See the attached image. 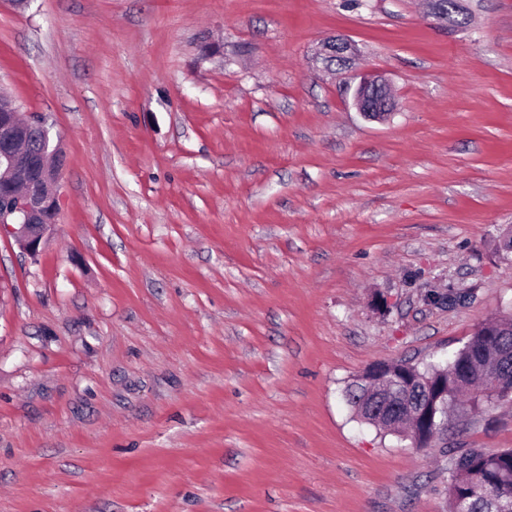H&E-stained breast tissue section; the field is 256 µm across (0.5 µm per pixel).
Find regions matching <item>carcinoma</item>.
Here are the masks:
<instances>
[{
	"label": "carcinoma",
	"mask_w": 512,
	"mask_h": 512,
	"mask_svg": "<svg viewBox=\"0 0 512 512\" xmlns=\"http://www.w3.org/2000/svg\"><path fill=\"white\" fill-rule=\"evenodd\" d=\"M498 335L487 330H475L470 339L446 361L413 364L411 369L393 368L388 379L397 381L404 398L430 400L437 419L445 412L443 402L453 403L465 389L476 393L462 404L460 410L478 407L479 397L491 399L486 393L487 377L493 373L488 361L496 347H512V318L504 317L497 325ZM367 385L361 382L346 389L347 402L361 422L377 426L365 410ZM448 459L449 512H460L466 506L470 512H512V448L486 452L481 448H444Z\"/></svg>",
	"instance_id": "carcinoma-1"
}]
</instances>
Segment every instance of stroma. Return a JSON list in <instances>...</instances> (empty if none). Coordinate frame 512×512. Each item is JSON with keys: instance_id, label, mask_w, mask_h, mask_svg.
<instances>
[{"instance_id": "obj_1", "label": "stroma", "mask_w": 512, "mask_h": 512, "mask_svg": "<svg viewBox=\"0 0 512 512\" xmlns=\"http://www.w3.org/2000/svg\"><path fill=\"white\" fill-rule=\"evenodd\" d=\"M462 5L0 0V89L66 157L41 252L0 233V512H447L345 390L512 311V0ZM448 445L512 448V401ZM355 46L347 39L336 38L324 41L319 50L317 51V58L323 62L331 56L340 57L342 60L341 65L349 63L352 55L355 54ZM354 105L358 112L369 119L384 120L395 106L389 82L378 74L362 76L355 92Z\"/></svg>"}]
</instances>
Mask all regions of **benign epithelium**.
I'll return each mask as SVG.
<instances>
[{"label":"benign epithelium","mask_w":512,"mask_h":512,"mask_svg":"<svg viewBox=\"0 0 512 512\" xmlns=\"http://www.w3.org/2000/svg\"><path fill=\"white\" fill-rule=\"evenodd\" d=\"M355 46L347 39L334 38L323 42L317 58L336 56L342 64L349 63ZM354 105L370 119L383 120L394 109L395 100L389 82L381 75L366 74L360 78ZM42 135L37 155L29 152L32 131ZM65 165L59 145L53 142L51 127L39 116L26 117L18 111L14 100L0 91V197L7 207L0 208V230L16 236L24 250L36 256L53 231L59 200L55 186ZM495 396L512 397V381L507 372L495 369V380L489 386ZM406 418L415 425V433L431 434L430 446H448L447 431L430 424L425 408L411 409Z\"/></svg>","instance_id":"benign-epithelium-1"}]
</instances>
